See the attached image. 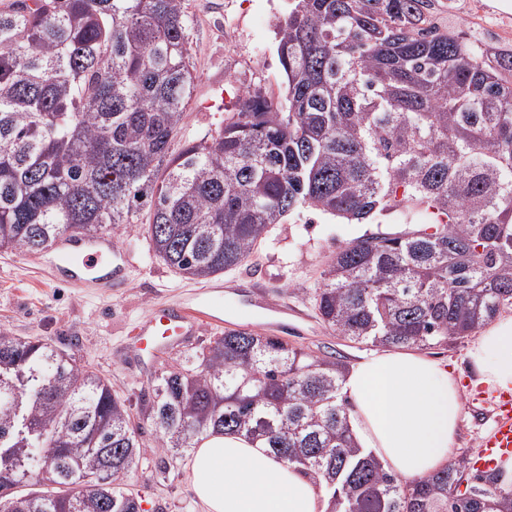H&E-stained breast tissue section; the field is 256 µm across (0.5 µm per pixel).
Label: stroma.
Wrapping results in <instances>:
<instances>
[{
    "label": "stroma",
    "mask_w": 512,
    "mask_h": 512,
    "mask_svg": "<svg viewBox=\"0 0 512 512\" xmlns=\"http://www.w3.org/2000/svg\"><path fill=\"white\" fill-rule=\"evenodd\" d=\"M188 15V52L196 75L189 106L175 138V147L201 138L221 117L236 109L238 92L280 97L282 76L276 53L275 25L291 10L293 0H184ZM232 30H225V18ZM399 221L379 215L363 222L347 221L311 209L288 214L271 225L254 255L241 265L206 279H187L157 258L140 225L113 231L128 257V286L109 294L90 285L56 283L38 254L0 252V332L39 338L73 353L112 382L131 404L159 369L173 365L179 345L159 360L128 362L131 331L153 308L184 297L191 290L232 288L254 280L272 298L287 302L278 335L289 344L319 349L354 364L369 352L326 329L318 319L312 294L336 248L366 233L401 232ZM140 463L127 478L139 494L141 512H202L186 476V459H178L165 484H157L150 465L160 453L153 431H145L137 450Z\"/></svg>",
    "instance_id": "stroma-1"
}]
</instances>
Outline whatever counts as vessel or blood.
I'll list each match as a JSON object with an SVG mask.
<instances>
[{
  "label": "vessel or blood",
  "mask_w": 512,
  "mask_h": 512,
  "mask_svg": "<svg viewBox=\"0 0 512 512\" xmlns=\"http://www.w3.org/2000/svg\"><path fill=\"white\" fill-rule=\"evenodd\" d=\"M50 271H62L69 284L90 283L99 288H119L124 283V255L110 236L57 241ZM195 309H166L145 318L134 330L135 352L155 359L164 355L171 342L194 336L204 321H213L203 292H196ZM493 419L479 439V448L469 460L470 469L494 470L500 460L512 457V396L501 395L492 410Z\"/></svg>",
  "instance_id": "vessel-or-blood-1"
}]
</instances>
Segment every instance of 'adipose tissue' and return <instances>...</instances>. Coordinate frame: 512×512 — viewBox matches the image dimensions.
Masks as SVG:
<instances>
[{
	"label": "adipose tissue",
	"mask_w": 512,
	"mask_h": 512,
	"mask_svg": "<svg viewBox=\"0 0 512 512\" xmlns=\"http://www.w3.org/2000/svg\"><path fill=\"white\" fill-rule=\"evenodd\" d=\"M467 359L477 384L512 391V316L485 327ZM342 393L359 446L392 472L415 479L453 460L463 394L444 363L416 351H373L351 366ZM187 476L203 512H327L309 476L236 433L203 441Z\"/></svg>",
	"instance_id": "1"
}]
</instances>
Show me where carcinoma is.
Segmentation results:
<instances>
[{
  "mask_svg": "<svg viewBox=\"0 0 512 512\" xmlns=\"http://www.w3.org/2000/svg\"><path fill=\"white\" fill-rule=\"evenodd\" d=\"M434 0H296L276 30L285 96L247 92L174 149L195 75L184 0H9L0 8V251L136 224L177 273L247 261L310 208L395 213L409 230L341 246L313 293L354 343L428 349L512 303V44L444 30ZM344 365L231 329L162 369L132 415L74 355L0 333V512H139L127 488L153 430L157 479L212 433L300 467L329 512H512L502 473L461 458L407 481L351 433ZM52 448L49 460L40 449Z\"/></svg>",
  "mask_w": 512,
  "mask_h": 512,
  "instance_id": "1",
  "label": "carcinoma"
}]
</instances>
